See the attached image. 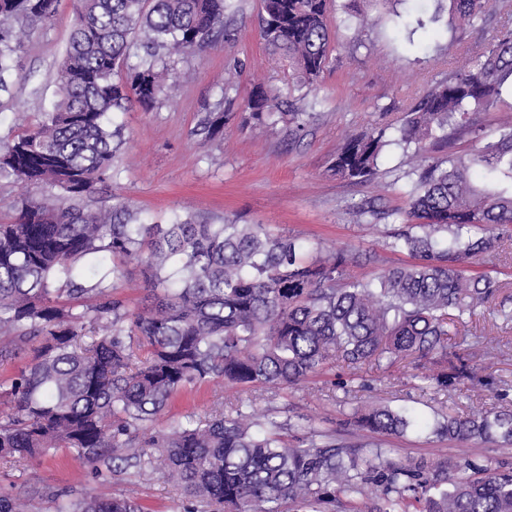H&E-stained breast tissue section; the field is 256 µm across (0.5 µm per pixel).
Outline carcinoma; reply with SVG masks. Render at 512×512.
<instances>
[{"mask_svg":"<svg viewBox=\"0 0 512 512\" xmlns=\"http://www.w3.org/2000/svg\"><path fill=\"white\" fill-rule=\"evenodd\" d=\"M56 0H0V85L16 71L29 31L47 24ZM488 0H448L449 23L468 27ZM261 36L288 56L302 81L324 72L330 51L328 0H259ZM227 0H76L56 94L36 123L0 145V179L49 184L56 196L23 197L0 224V364L28 348L33 362L11 379L13 412L0 420V462L20 466L66 448L100 481L163 471L180 512H512V466L470 457L453 464L396 465L373 442L276 419L282 389L328 374L341 361L391 367L412 357L436 365L426 387L451 395L477 379L452 350L448 325L494 301L512 321L509 283L475 268L501 260L512 240V131L471 155L450 147L512 82V15L468 67L453 68L406 108L403 124L347 140L331 170L356 183L378 172L385 148L409 157L404 225L385 243L412 262L369 277L354 273L352 249L313 252L264 224H221L176 215L143 224L118 197L93 205L113 177L122 144L114 112L131 100L150 108L175 87L165 58L195 54L234 36ZM144 54L129 63L135 40ZM247 120L283 124L300 136L309 112H282L258 90ZM228 112H205L196 132L214 141ZM485 178L478 182L477 171ZM142 265L146 305L134 312L115 288L125 265ZM224 381L265 401L260 412L227 399L204 419L155 431L179 391ZM476 414L437 412L427 423L406 407L379 404L353 414L359 432L403 436L430 429L466 451L482 441L512 446V399ZM54 512H143L128 497H46ZM44 497L0 496V512H43Z\"/></svg>","mask_w":512,"mask_h":512,"instance_id":"1","label":"carcinoma"}]
</instances>
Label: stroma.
<instances>
[{"label": "stroma", "mask_w": 512, "mask_h": 512, "mask_svg": "<svg viewBox=\"0 0 512 512\" xmlns=\"http://www.w3.org/2000/svg\"><path fill=\"white\" fill-rule=\"evenodd\" d=\"M342 3L331 0V51L319 82L294 91L288 87L292 68L261 37L258 0H233L228 15L233 40L175 60L176 86L151 109L132 102L115 113L125 143L114 161L117 174L107 194L125 199L149 222L165 223L175 213L210 222L236 218L243 224L266 225L310 248H353L362 254L359 272L366 276L408 262L407 254L384 249L388 233L401 224L393 212L406 205L401 149L387 148L376 178L362 184L331 175L330 162L351 136L382 124L399 127L407 105L428 85L464 56L480 53L500 15L512 13V0H491L482 20L457 32L448 30L445 21H434L436 0H396L392 13L370 25L360 46L351 40ZM73 17L74 0H58L51 21L31 32L19 56L17 78L8 91L0 92V142L35 121L53 98ZM419 17L427 21L420 30L414 27ZM259 86L314 113L299 140L289 139L280 126L243 124L246 103ZM218 108L232 118L221 139L204 140L195 132L198 118ZM511 128L512 90L507 88L491 111L479 115L477 131L459 134L452 150L473 153ZM369 200L390 210V218L359 225L353 207ZM452 334L458 353L472 358L480 379L468 391L449 398L422 392L416 376L424 368L412 358L389 370L370 363L359 370L370 390L346 394L334 390L332 376H323L277 398V418L298 416L303 425L341 435L346 413L369 403L406 406L428 419L441 409H487L494 397L484 380L512 382V328H498L491 310L481 309ZM235 394L219 381L184 389L169 401L155 427L162 430L186 416L205 415ZM383 444L390 448L391 460L403 465L422 458L452 461L457 454L456 443L424 433L387 437ZM62 488L132 496L145 512H179L180 494L173 484L138 477L98 483L90 477L89 464L64 448L19 467L0 463V495Z\"/></svg>", "instance_id": "obj_1"}]
</instances>
